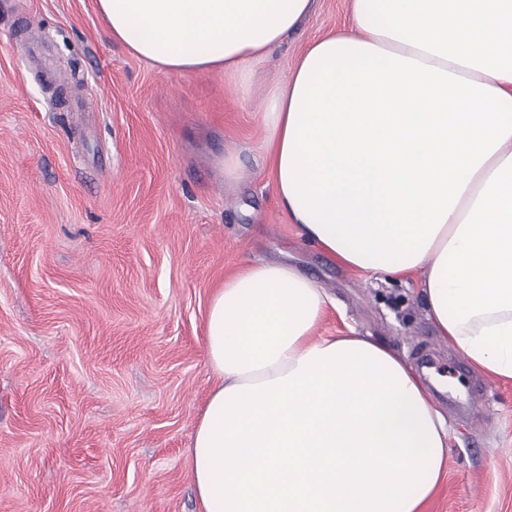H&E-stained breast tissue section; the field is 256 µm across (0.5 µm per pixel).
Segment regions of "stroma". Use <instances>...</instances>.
<instances>
[{
  "label": "stroma",
  "instance_id": "obj_1",
  "mask_svg": "<svg viewBox=\"0 0 512 512\" xmlns=\"http://www.w3.org/2000/svg\"><path fill=\"white\" fill-rule=\"evenodd\" d=\"M351 24L346 0H315L265 79ZM261 94L158 72L96 0H0V512H198L184 450L212 385L206 308L259 260L327 288L322 335L354 328L462 386L430 390L448 471L425 512H512V382L438 335L418 279L301 238L257 152Z\"/></svg>",
  "mask_w": 512,
  "mask_h": 512
}]
</instances>
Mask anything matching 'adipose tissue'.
<instances>
[{
	"label": "adipose tissue",
	"mask_w": 512,
	"mask_h": 512,
	"mask_svg": "<svg viewBox=\"0 0 512 512\" xmlns=\"http://www.w3.org/2000/svg\"><path fill=\"white\" fill-rule=\"evenodd\" d=\"M313 0H96L169 74L248 87ZM266 92L261 150L301 236L420 292L439 336L512 381V0H349ZM334 300L283 261L225 279L215 382L186 450L200 512H422L448 421L394 350L318 328Z\"/></svg>",
	"instance_id": "adipose-tissue-1"
}]
</instances>
